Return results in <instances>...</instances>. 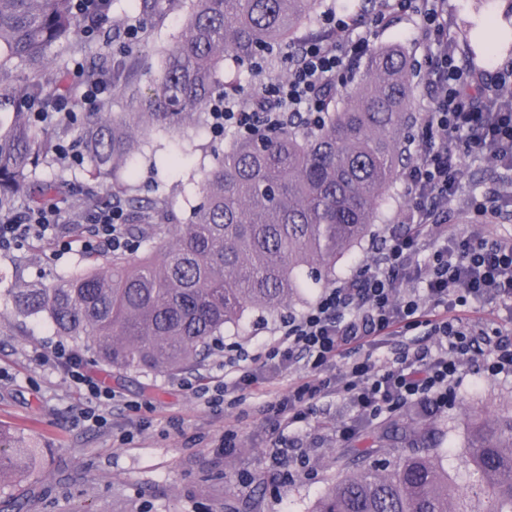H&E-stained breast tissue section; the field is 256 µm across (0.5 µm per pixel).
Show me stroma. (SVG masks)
<instances>
[{"instance_id":"1","label":"stroma","mask_w":512,"mask_h":512,"mask_svg":"<svg viewBox=\"0 0 512 512\" xmlns=\"http://www.w3.org/2000/svg\"><path fill=\"white\" fill-rule=\"evenodd\" d=\"M447 5L449 28L467 36L456 50L468 74L467 89L480 93L485 74L512 59V0H447ZM187 15L186 0H177L166 14L150 19L154 36L143 49H130L124 28H113L111 42L94 44L85 63L104 68L112 55L129 48L127 80L147 89ZM368 37L371 48L398 45L411 55L416 107L425 109L429 89L418 16L408 13L371 28ZM225 145L224 138L208 130L191 143L174 134L151 132L142 146L135 181L161 192L178 220L187 222L198 202L201 169L211 165ZM460 180L463 190L448 214L449 233L477 229L493 238L512 234L511 216L478 227L470 207L471 193L489 188L511 197L512 171L466 154ZM408 202L403 180H396L370 239L341 259L330 276L302 274L297 297L282 313H302L324 289L351 278L373 256L374 241L396 231L393 217ZM91 264L88 251L77 243L61 251L28 241L0 252V430L34 439L43 450L37 469L18 491L26 512H311L326 488L348 474V461L373 447L376 433L390 423L428 432L444 454L443 466L454 470L458 462L447 451L461 448L474 414L512 410V375L487 378L479 357L459 381L447 408L433 413L408 404L364 418L355 416L343 400L328 396L317 401L307 422L281 430L269 404L287 395L304 375L300 362L265 373L255 384L210 404L217 387L243 372L225 361L229 350L241 347L262 358L276 346L272 328L279 315L258 311L226 327L197 365L176 374L109 377L86 367L88 376L115 394L111 402L93 403L61 369L44 364L43 355L61 344L50 321L21 319L4 293L19 280L47 284ZM420 335L416 329L365 344L337 358L326 373L338 375L349 361L366 356L389 365ZM89 408L104 416V423L81 419L80 411ZM346 426L352 429L347 436L341 433ZM228 433L236 442L230 450L223 446Z\"/></svg>"}]
</instances>
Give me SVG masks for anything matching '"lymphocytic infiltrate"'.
I'll return each instance as SVG.
<instances>
[{
    "label": "lymphocytic infiltrate",
    "instance_id": "obj_1",
    "mask_svg": "<svg viewBox=\"0 0 512 512\" xmlns=\"http://www.w3.org/2000/svg\"><path fill=\"white\" fill-rule=\"evenodd\" d=\"M388 2L389 10L376 13L373 25L386 24L395 12H413L425 35L429 104L416 124L415 158L402 172L411 203L396 214L400 230L390 235L372 265L326 289L301 315L278 322L275 331L282 342L267 354L262 369H275L296 358L308 369L277 404L280 424L286 428L305 421L315 401L329 393L363 417L413 401L447 406L449 390L483 350L490 356V375L512 372V339L499 336L480 344L478 330L451 313L453 307L491 299L512 306V238H459L441 232L461 190L457 144L512 170V100L494 95L497 88L512 83V62L487 74L488 97L472 95L448 44L444 0ZM338 25L355 32V39L335 46L305 44L287 82L274 89V96L286 98L291 111H318L332 79L366 53L369 41L359 32L361 19L345 17ZM63 218L58 209L30 224L1 218L0 251L37 234L58 232ZM89 221L92 229L83 242L85 250H129L121 209L96 211ZM432 231L439 237L427 254L423 248ZM418 328L434 337V344L404 348L388 366L359 358L347 364L341 376L324 378L328 363L352 348Z\"/></svg>",
    "mask_w": 512,
    "mask_h": 512
}]
</instances>
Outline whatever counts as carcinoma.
<instances>
[{"mask_svg":"<svg viewBox=\"0 0 512 512\" xmlns=\"http://www.w3.org/2000/svg\"><path fill=\"white\" fill-rule=\"evenodd\" d=\"M174 0H136L128 18L148 45L146 21ZM114 0L87 11L77 0H0V214L18 207L34 217L72 201L101 208L96 187L57 174L65 158L89 180L115 181L138 223L130 252H101L102 266L49 285L14 283L6 296L24 319L47 318L55 335L118 372L174 374L201 359L224 327L245 313L278 312L300 288L303 269L330 270L370 233L378 202L410 156L406 131L416 122L410 60L399 46L371 51L362 78L326 96L320 112L272 121L259 113L249 133L203 171L201 201L189 223H176L165 198L142 204L119 173L133 175L142 153L137 133L208 126L211 109L247 106L224 61L254 76L296 46L298 32L329 15L323 0H190L181 34L165 50L146 92L126 83L127 62L111 58L110 81L123 86L135 112H80L87 38L112 23ZM69 103L56 121L51 114ZM427 440L397 425L377 439ZM41 455L33 441L0 431V512H20L4 492ZM462 457L465 487L440 464L436 448L414 449L381 467L355 463L327 488L312 512H512V413L479 418Z\"/></svg>","mask_w":512,"mask_h":512,"instance_id":"carcinoma-1","label":"carcinoma"}]
</instances>
